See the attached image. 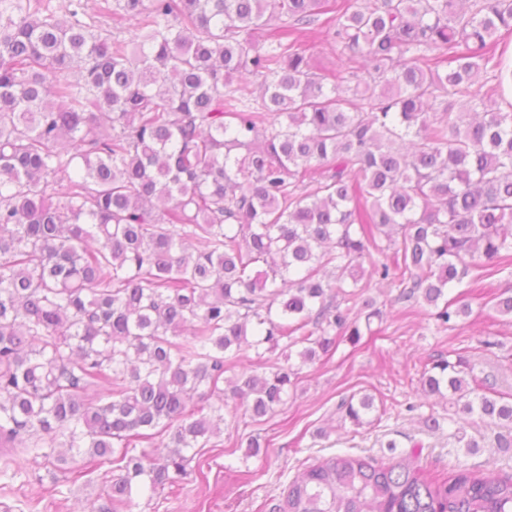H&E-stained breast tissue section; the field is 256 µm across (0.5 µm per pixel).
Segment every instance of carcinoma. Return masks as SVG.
Listing matches in <instances>:
<instances>
[{
  "mask_svg": "<svg viewBox=\"0 0 512 512\" xmlns=\"http://www.w3.org/2000/svg\"><path fill=\"white\" fill-rule=\"evenodd\" d=\"M85 2L64 23L0 0V459L110 457L94 512H121L187 475L229 403L283 405L292 347L304 365L358 343L342 304L364 277L444 326L470 313L448 297L470 269L512 265V70L491 53L512 0H93L127 39ZM315 32L339 68L307 53ZM470 372L441 359L422 386L512 448V403ZM373 408L337 405L355 426ZM276 512H512V475L339 453Z\"/></svg>",
  "mask_w": 512,
  "mask_h": 512,
  "instance_id": "obj_1",
  "label": "carcinoma"
}]
</instances>
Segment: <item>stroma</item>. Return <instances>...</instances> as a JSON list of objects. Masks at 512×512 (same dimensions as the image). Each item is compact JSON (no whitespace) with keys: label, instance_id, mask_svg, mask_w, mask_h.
Here are the masks:
<instances>
[{"label":"stroma","instance_id":"stroma-1","mask_svg":"<svg viewBox=\"0 0 512 512\" xmlns=\"http://www.w3.org/2000/svg\"><path fill=\"white\" fill-rule=\"evenodd\" d=\"M512 289V268L470 272L462 290L469 316L441 326L427 306L411 309L397 303L389 283H371L366 292L383 312L359 344L338 337L335 351L302 367L297 392L275 413L255 421L226 413L219 437L201 449L192 472L178 486L138 494L126 512H272L289 482L322 458L347 452L379 462L396 453L411 457L430 475L445 476L457 467L485 468L512 474V450L489 446L466 451L458 439H492L489 419L472 417L453 423L452 399L427 395L420 378L434 360L465 357L476 380L512 395V317L500 315L495 302ZM367 394L374 408L363 425L344 421L336 412L341 398ZM435 415L440 427L428 430L424 419ZM265 447L248 454L247 442ZM113 465L102 462L94 473L75 477L72 464L58 469L29 468L26 477L0 481V512H85L99 506Z\"/></svg>","mask_w":512,"mask_h":512}]
</instances>
